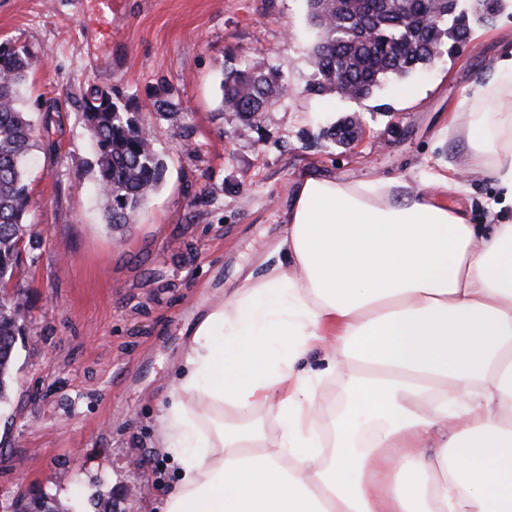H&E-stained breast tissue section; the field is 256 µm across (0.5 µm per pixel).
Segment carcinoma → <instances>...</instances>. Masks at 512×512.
Listing matches in <instances>:
<instances>
[{
	"instance_id": "carcinoma-1",
	"label": "carcinoma",
	"mask_w": 512,
	"mask_h": 512,
	"mask_svg": "<svg viewBox=\"0 0 512 512\" xmlns=\"http://www.w3.org/2000/svg\"><path fill=\"white\" fill-rule=\"evenodd\" d=\"M376 0L345 7H362L368 26L375 29L364 43L353 33L338 35V45L316 62L309 91H331L342 60L351 63V77L362 85L387 78H403L420 66L423 56L409 41L407 29L423 22L416 0H399L397 12L383 20L374 13ZM444 37L463 43L469 36L467 15L446 17L437 25ZM37 62L23 49L0 42V405L8 402L15 383L16 343L21 335L26 297L10 290L22 266L23 252L41 240L38 225L27 219L28 184L25 168L35 142L37 123L24 109L27 75ZM222 111L249 124H260L282 99L283 83L276 73L255 67H231L221 82ZM91 88L84 101L86 131L95 148L94 191L104 202V221L110 228L131 223L132 217L159 189L166 162L158 152L153 134L132 105Z\"/></svg>"
}]
</instances>
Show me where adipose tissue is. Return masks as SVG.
<instances>
[{"label": "adipose tissue", "mask_w": 512, "mask_h": 512, "mask_svg": "<svg viewBox=\"0 0 512 512\" xmlns=\"http://www.w3.org/2000/svg\"><path fill=\"white\" fill-rule=\"evenodd\" d=\"M465 128L512 200V61ZM278 257L215 300L169 390L162 512H512V224L400 179L303 177ZM324 346L343 411L324 419ZM277 404L276 438L238 416Z\"/></svg>", "instance_id": "ef3b65f1"}]
</instances>
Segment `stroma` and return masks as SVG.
Segmentation results:
<instances>
[{
	"instance_id": "35a3bbf8",
	"label": "stroma",
	"mask_w": 512,
	"mask_h": 512,
	"mask_svg": "<svg viewBox=\"0 0 512 512\" xmlns=\"http://www.w3.org/2000/svg\"><path fill=\"white\" fill-rule=\"evenodd\" d=\"M470 36L422 73L388 79L366 99L309 93L313 31L306 0H0V40L27 50L25 109L53 121L28 170V214L42 243L16 286L27 298L15 386L0 406V506L47 495L65 512H99V497L136 487L126 512H155L178 466L159 453L161 407L211 301L274 262L295 187L315 173L346 183L403 179L439 191L470 223L493 213L500 189L475 171L460 130L503 59L512 15L475 20ZM273 68L291 85L270 121L220 113L228 64ZM173 91L169 119L153 109ZM120 92L153 128L167 166L158 192L123 229H109L96 196L83 117L90 87ZM359 115L355 142L327 138ZM139 453L144 470L128 457Z\"/></svg>"
}]
</instances>
